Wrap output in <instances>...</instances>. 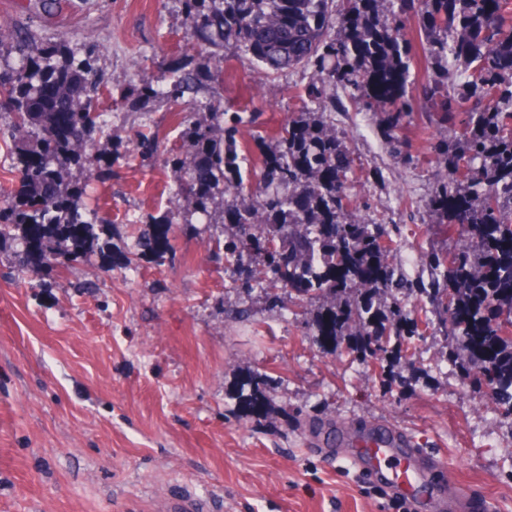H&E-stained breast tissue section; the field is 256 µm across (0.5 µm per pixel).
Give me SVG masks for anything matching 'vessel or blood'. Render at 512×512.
I'll use <instances>...</instances> for the list:
<instances>
[{
  "label": "vessel or blood",
  "mask_w": 512,
  "mask_h": 512,
  "mask_svg": "<svg viewBox=\"0 0 512 512\" xmlns=\"http://www.w3.org/2000/svg\"><path fill=\"white\" fill-rule=\"evenodd\" d=\"M335 446L369 479L414 501L432 484L440 467L437 455L421 448L406 432L383 421L365 423L357 430H340ZM156 512H208V504L193 496L155 500Z\"/></svg>",
  "instance_id": "obj_1"
}]
</instances>
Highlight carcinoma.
Instances as JSON below:
<instances>
[{
  "label": "carcinoma",
  "instance_id": "cac0c4a2",
  "mask_svg": "<svg viewBox=\"0 0 512 512\" xmlns=\"http://www.w3.org/2000/svg\"><path fill=\"white\" fill-rule=\"evenodd\" d=\"M192 44L217 55L232 45L276 73L311 68L315 80L303 111L288 118L262 156L257 190L240 197L243 175L232 131L244 122L220 100L194 102L211 123L185 115V98L206 79L171 71L118 91L97 66L93 46L77 55L63 37L40 46L33 37H0V113L5 132L19 142L20 185L0 201V238L17 231L22 266L49 269L77 260L95 238L96 209L85 184L67 182L75 166L105 182L109 173L91 161L93 134L108 126L109 101L160 98L178 107L182 151L170 159L178 176L173 208L156 219L159 244L180 216L222 225L224 263L259 260L257 285L326 302L317 339L336 343L348 325L354 342L384 352L408 325L403 302L414 290L393 268L376 270L388 247L382 224H357L347 209L351 158L321 119L336 107V87L366 108L380 100L403 116L410 77L407 50L380 21L385 0H182ZM419 31L424 53L450 74L422 84L436 111L448 100L468 106L464 132L435 147L444 178L429 202L434 217L457 227L458 252L430 255L447 287L419 289L429 298L430 323L447 342L444 360L465 381L484 383L512 417V0H422ZM231 199L226 200L224 196ZM51 241L69 244L65 251Z\"/></svg>",
  "mask_w": 512,
  "mask_h": 512
}]
</instances>
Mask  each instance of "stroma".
<instances>
[{
    "mask_svg": "<svg viewBox=\"0 0 512 512\" xmlns=\"http://www.w3.org/2000/svg\"><path fill=\"white\" fill-rule=\"evenodd\" d=\"M0 25L97 44L116 88L173 69L214 74L225 108L259 116L235 132L252 159L314 80L192 47L180 0H63L52 14L39 0H0ZM418 28L415 15L403 24L408 116L358 110L340 91L324 118L353 161L352 219L386 225L391 262L429 286L426 252L459 239L429 211L443 172L435 147L460 136L465 114L435 121ZM390 128L402 155L384 143ZM181 145L169 103L114 107L94 139L112 178L87 188L101 219L82 257L45 273L18 264V240L0 239V512H128L161 494L209 500L211 512H389L320 437L373 419L444 465L417 512H512V420L490 389L461 385L419 297L405 300L417 333L398 359L364 357L316 345L317 301L245 287L247 271L215 256L218 228L173 224L157 248L153 220L170 208L167 160ZM253 392L262 412L243 404Z\"/></svg>",
    "mask_w": 512,
    "mask_h": 512,
    "instance_id": "obj_1",
    "label": "stroma"
}]
</instances>
